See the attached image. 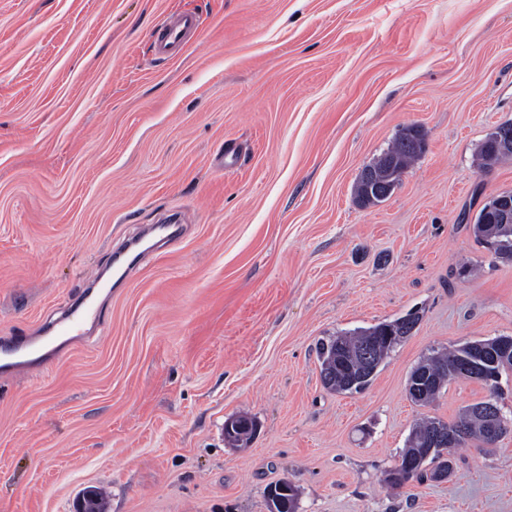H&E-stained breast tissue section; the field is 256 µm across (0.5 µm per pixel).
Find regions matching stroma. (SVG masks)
Listing matches in <instances>:
<instances>
[{
	"label": "stroma",
	"instance_id": "obj_1",
	"mask_svg": "<svg viewBox=\"0 0 512 512\" xmlns=\"http://www.w3.org/2000/svg\"><path fill=\"white\" fill-rule=\"evenodd\" d=\"M184 12L197 36L156 59ZM507 121L512 0H0V336L38 335L144 226H182L88 338L0 378V507L269 512L286 478L298 512H512V433L446 479L385 481L418 418L487 395L460 379L416 406L417 364L512 336V262L471 230L512 191V160L476 161ZM409 126L423 153L359 205ZM414 309L365 392L323 386L320 341ZM396 166H399L397 160L389 161L384 167L386 173L381 174L380 178L376 175V167H368L363 171L361 181L365 190L364 201L377 203L388 198L392 189V172ZM256 429L255 422L248 416H235L224 423V438L234 446L247 444Z\"/></svg>",
	"mask_w": 512,
	"mask_h": 512
}]
</instances>
